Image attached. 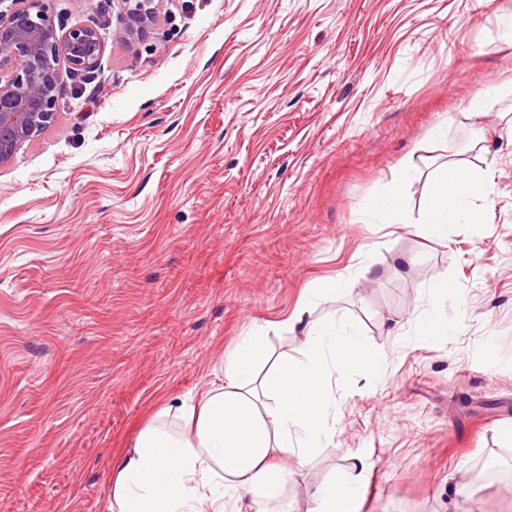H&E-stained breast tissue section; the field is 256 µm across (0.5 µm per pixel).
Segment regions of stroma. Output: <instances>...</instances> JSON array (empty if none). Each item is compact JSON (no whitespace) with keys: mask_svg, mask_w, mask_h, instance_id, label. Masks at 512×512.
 <instances>
[{"mask_svg":"<svg viewBox=\"0 0 512 512\" xmlns=\"http://www.w3.org/2000/svg\"><path fill=\"white\" fill-rule=\"evenodd\" d=\"M44 5L105 49L61 65L54 122L0 165V512H107L113 455L219 383L251 327L297 359L288 319L338 277L308 320L387 358L337 376L315 472L369 457L357 512H512V0H166L132 48L117 0ZM452 161L490 208L429 240ZM404 165L405 223H371ZM438 277L457 328L428 344ZM452 285L447 279H436L428 287L430 308L422 310L415 318V330L418 336L426 342H435L448 338L454 330L455 323L439 309L437 301L447 295Z\"/></svg>","mask_w":512,"mask_h":512,"instance_id":"stroma-1","label":"stroma"}]
</instances>
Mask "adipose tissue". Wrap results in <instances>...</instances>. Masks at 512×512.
Segmentation results:
<instances>
[{
  "label": "adipose tissue",
  "instance_id": "ef3b65f1",
  "mask_svg": "<svg viewBox=\"0 0 512 512\" xmlns=\"http://www.w3.org/2000/svg\"><path fill=\"white\" fill-rule=\"evenodd\" d=\"M487 199L480 175L449 163L432 183L421 226L430 238H447L452 225L483 223ZM450 289L443 278L429 285L431 306L415 318L424 341L454 330L437 305ZM291 327L303 341L297 362L270 358L263 330L252 328L225 352L222 386L197 404L162 408L183 420V430L147 426L113 458L108 512H259L262 502L272 512H295L287 495L293 472L306 482L304 512H350L372 461L351 456L338 480L316 478L314 462L336 430L335 374L378 375L386 354L333 319L311 322L299 310ZM265 358L262 378L256 364Z\"/></svg>",
  "mask_w": 512,
  "mask_h": 512
}]
</instances>
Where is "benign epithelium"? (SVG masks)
I'll list each match as a JSON object with an SVG mask.
<instances>
[{
    "instance_id": "benign-epithelium-1",
    "label": "benign epithelium",
    "mask_w": 512,
    "mask_h": 512,
    "mask_svg": "<svg viewBox=\"0 0 512 512\" xmlns=\"http://www.w3.org/2000/svg\"><path fill=\"white\" fill-rule=\"evenodd\" d=\"M0 12V165L50 126L59 95L58 66L93 72L104 52L96 29L77 26L60 34L41 0ZM114 36L129 47L153 29L164 0H117Z\"/></svg>"
}]
</instances>
